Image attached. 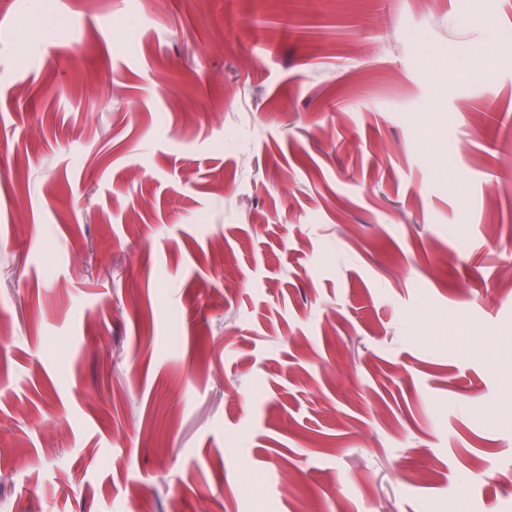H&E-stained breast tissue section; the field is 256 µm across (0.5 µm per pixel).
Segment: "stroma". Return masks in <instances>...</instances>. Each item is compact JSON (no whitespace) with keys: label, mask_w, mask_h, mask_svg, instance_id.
<instances>
[{"label":"stroma","mask_w":512,"mask_h":512,"mask_svg":"<svg viewBox=\"0 0 512 512\" xmlns=\"http://www.w3.org/2000/svg\"><path fill=\"white\" fill-rule=\"evenodd\" d=\"M512 0L0 7V512H512Z\"/></svg>","instance_id":"obj_1"}]
</instances>
